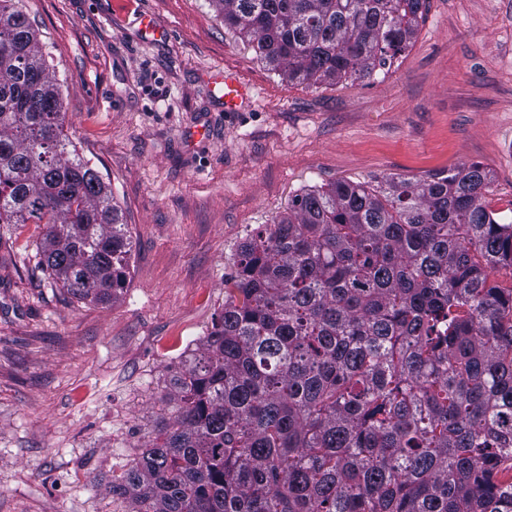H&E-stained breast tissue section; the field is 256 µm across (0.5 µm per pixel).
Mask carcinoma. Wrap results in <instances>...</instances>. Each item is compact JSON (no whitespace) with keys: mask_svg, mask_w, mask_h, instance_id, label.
<instances>
[{"mask_svg":"<svg viewBox=\"0 0 512 512\" xmlns=\"http://www.w3.org/2000/svg\"><path fill=\"white\" fill-rule=\"evenodd\" d=\"M22 0H0V224H44L74 298L121 295L110 184L68 150ZM281 79L389 71L428 0H209ZM462 163L296 195L242 244L172 423L109 486L136 512H512V208Z\"/></svg>","mask_w":512,"mask_h":512,"instance_id":"cac0c4a2","label":"carcinoma"}]
</instances>
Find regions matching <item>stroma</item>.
<instances>
[{
    "label": "stroma",
    "mask_w": 512,
    "mask_h": 512,
    "mask_svg": "<svg viewBox=\"0 0 512 512\" xmlns=\"http://www.w3.org/2000/svg\"><path fill=\"white\" fill-rule=\"evenodd\" d=\"M23 5L132 250L120 299L84 303L39 265L43 225L0 224V512H132L110 480L168 416L238 245L295 194L475 162L512 208V0H429L388 73L318 88L282 81L208 0ZM146 10L166 37L140 34ZM219 69L250 87L242 111L214 98Z\"/></svg>",
    "instance_id": "obj_1"
}]
</instances>
